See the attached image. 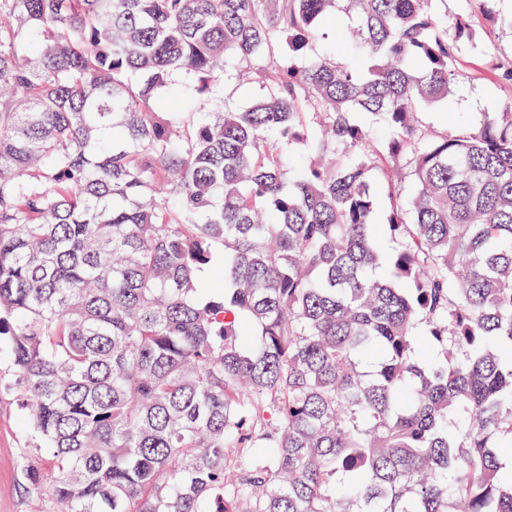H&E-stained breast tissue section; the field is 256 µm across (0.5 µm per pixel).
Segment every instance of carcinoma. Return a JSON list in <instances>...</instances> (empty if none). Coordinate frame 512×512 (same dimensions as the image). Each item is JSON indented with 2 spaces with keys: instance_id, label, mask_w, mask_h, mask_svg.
<instances>
[{
  "instance_id": "cac0c4a2",
  "label": "carcinoma",
  "mask_w": 512,
  "mask_h": 512,
  "mask_svg": "<svg viewBox=\"0 0 512 512\" xmlns=\"http://www.w3.org/2000/svg\"><path fill=\"white\" fill-rule=\"evenodd\" d=\"M477 2L0 0L30 512H512V105L419 120ZM388 209V201L382 200L380 210L376 216L375 219V234L379 237L380 244L382 246V249L386 253H392L394 250L398 248V242L395 239L391 238L390 232L388 230V227L385 225V216Z\"/></svg>"
}]
</instances>
